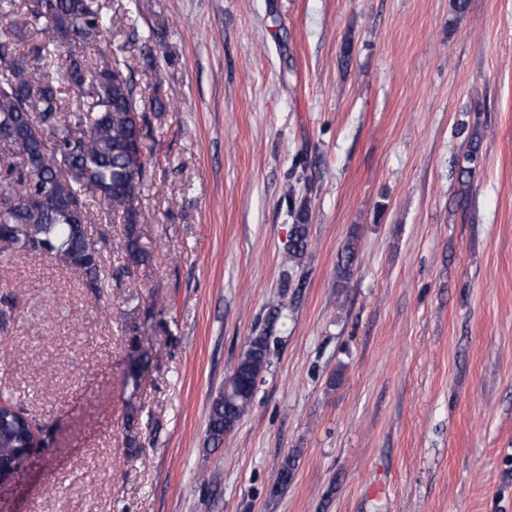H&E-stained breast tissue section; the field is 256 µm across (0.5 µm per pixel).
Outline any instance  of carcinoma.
Masks as SVG:
<instances>
[{
	"instance_id": "carcinoma-1",
	"label": "carcinoma",
	"mask_w": 512,
	"mask_h": 512,
	"mask_svg": "<svg viewBox=\"0 0 512 512\" xmlns=\"http://www.w3.org/2000/svg\"><path fill=\"white\" fill-rule=\"evenodd\" d=\"M111 24L103 0H35L24 21L32 34L27 50L0 39V241L16 253L46 254L80 271L83 288L96 300L105 278L101 247L86 230L89 200L102 206L106 223L123 225L120 245L128 264L112 276L122 279L147 259L139 225L147 223L140 199L150 119L122 48L94 60L86 55ZM478 163L473 137L459 170L461 185ZM288 211L294 219L288 255L300 259L310 245L308 200L289 196ZM357 249L352 236L337 264L342 288L353 277ZM268 357L267 337L251 339L212 401L210 442H223L249 412ZM36 444L32 421L6 399L0 458L21 461Z\"/></svg>"
}]
</instances>
